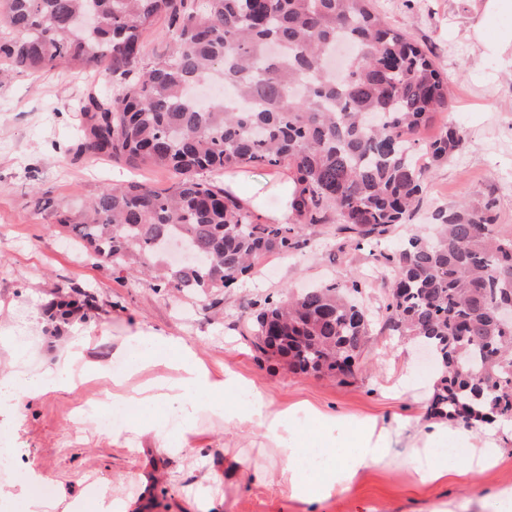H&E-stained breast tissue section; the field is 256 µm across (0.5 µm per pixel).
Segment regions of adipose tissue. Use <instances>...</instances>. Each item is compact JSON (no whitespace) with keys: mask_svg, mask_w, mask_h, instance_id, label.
Masks as SVG:
<instances>
[{"mask_svg":"<svg viewBox=\"0 0 512 512\" xmlns=\"http://www.w3.org/2000/svg\"><path fill=\"white\" fill-rule=\"evenodd\" d=\"M85 339L72 337L64 356L41 371L0 372V406L14 409L48 393L71 391L86 377L104 376V369L84 356ZM112 390L103 403L132 417L127 428L112 432L114 445L148 446L164 455L200 456L196 437L201 422L225 430L261 434L258 458L231 447L224 450V476L243 485L277 486L289 499L318 512L326 502L348 490L363 471L389 465L392 450L374 439V426L349 424L335 414L303 405L279 408L253 384L227 369L209 370L195 347L130 318L126 334L113 354ZM236 391L245 405L226 410L220 398ZM306 420L299 428L297 420ZM448 425L431 422L415 429L403 457L421 482L434 483L448 474V451L420 446V439L448 436Z\"/></svg>","mask_w":512,"mask_h":512,"instance_id":"ef3b65f1","label":"adipose tissue"}]
</instances>
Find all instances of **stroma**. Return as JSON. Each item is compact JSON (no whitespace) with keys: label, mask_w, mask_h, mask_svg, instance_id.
<instances>
[{"label":"stroma","mask_w":512,"mask_h":512,"mask_svg":"<svg viewBox=\"0 0 512 512\" xmlns=\"http://www.w3.org/2000/svg\"><path fill=\"white\" fill-rule=\"evenodd\" d=\"M479 0H374L394 28L427 46L448 80L451 107L437 113L422 130L423 140L436 137L448 124L466 131L465 148L426 174V192L413 220L395 227L389 244H397L429 224L435 208L492 203L495 230L512 235V70L501 57L484 53L473 32ZM101 72L59 68L18 72L0 84V328L13 316L43 308L59 288L78 285L96 298L89 318L75 319L58 334L33 329L31 352L13 357L0 347V369L13 361L33 367L52 364L69 337H88L89 360H108L118 345L128 317L165 335L192 343L208 367L231 368L284 408L309 405L350 422L369 420L389 432L388 445L402 455L407 445L398 427L424 421L438 366L421 361L413 342L382 332L385 292L397 275L370 249L336 237L334 224L310 230L302 251L273 255L232 287L219 292L218 311L205 297L174 289L160 292L141 280L114 272L110 265L81 256L66 240L50 211L36 206L45 196L55 204L80 207L103 188L131 180L150 179L158 188L172 185L165 169H133L90 155H75L79 131L78 101L93 86L104 87ZM287 166L241 168L215 175V182L234 183L239 194L259 200L265 211L283 203ZM362 283L358 301L370 322L372 345L348 382L296 373L284 361L256 358L247 335L253 301L265 296L283 300L290 293L327 281ZM404 376L412 388L395 395ZM93 378L74 391H59L25 404L20 411L0 413L18 456V474L0 476V499L16 501L28 489L20 473L43 475L42 500L55 502V512L86 487L100 483L123 489L125 495L152 501L151 512H192L199 494L215 498L218 512H302L300 504L277 490L244 486L234 504L224 503V470L214 466L213 479L189 457H171L144 448L114 446L111 434L94 429L89 400L108 389ZM503 452L495 466L481 471L459 465L447 479L419 483L412 471L396 462L361 474L343 495L333 497L320 512H432L443 503L471 501L470 512L488 490L512 485V423L499 425ZM154 478L153 492L139 477Z\"/></svg>","instance_id":"35a3bbf8"}]
</instances>
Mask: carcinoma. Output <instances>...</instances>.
I'll use <instances>...</instances> for the list:
<instances>
[{"mask_svg": "<svg viewBox=\"0 0 512 512\" xmlns=\"http://www.w3.org/2000/svg\"><path fill=\"white\" fill-rule=\"evenodd\" d=\"M87 12L97 27L72 25ZM161 16L170 50L148 64L141 36ZM339 35L366 56L351 57L338 78L327 59ZM60 66L112 78L82 102L76 152L169 169L175 182L106 187L79 211L38 203L88 257L155 290L209 295L212 308L260 258L302 248L306 230L333 219L356 248L381 243L418 208L429 169L466 144L453 125L417 138L449 108L448 82L372 0H0V77ZM284 163L294 185L287 224L261 221L207 177ZM432 218L433 235L383 255L398 269L384 326L424 341L441 366L428 417L468 427L512 417V324L495 317L512 303V236L494 230L488 202ZM74 293L58 292L47 308L54 329L68 322ZM254 305L248 339L258 356L351 376L368 320L342 286Z\"/></svg>", "mask_w": 512, "mask_h": 512, "instance_id": "carcinoma-1", "label": "carcinoma"}]
</instances>
